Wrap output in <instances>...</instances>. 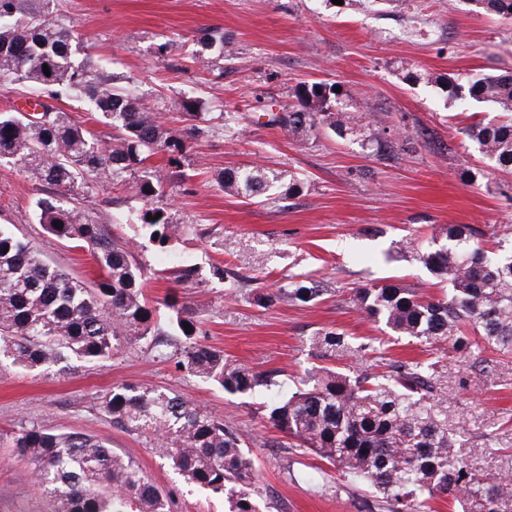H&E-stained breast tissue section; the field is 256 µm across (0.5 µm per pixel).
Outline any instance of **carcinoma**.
I'll return each instance as SVG.
<instances>
[{
    "mask_svg": "<svg viewBox=\"0 0 512 512\" xmlns=\"http://www.w3.org/2000/svg\"><path fill=\"white\" fill-rule=\"evenodd\" d=\"M32 0H0V76L18 82L77 93L86 110L117 130L106 142L55 107L50 112H0V161L19 164L27 178L44 188L35 217L44 231L70 248L84 249L106 276L94 288L56 270L41 252L0 226V362L45 371L70 359L96 362L123 348L145 344L161 361L177 358L188 375L229 394L250 395L276 385L270 374L233 365L224 353L200 340L193 313L168 296L171 311L160 330L156 308L143 289L144 267L131 242L108 236L104 225L81 212L77 197L96 182L127 183L142 202L140 227L162 251L175 252L185 225L172 221L163 202L166 182L182 176L184 136L163 127L142 100L112 75L86 60L75 61L80 41L65 24L41 15ZM512 19V0H470ZM49 73H44L43 67ZM336 83H302L288 113V129L304 135L324 126L356 135L358 117L338 107ZM487 103L498 119L467 127L465 135L489 166L512 172V72L488 74L463 86L448 79V99ZM189 136L216 133L197 111L198 101H182ZM169 154L166 174L149 167L151 156ZM231 193L255 198L276 191H300L259 167L225 171L218 179ZM161 217H156V214ZM153 219H147V216ZM62 227H54V222ZM484 233L469 224L441 227L432 244L414 250L440 283L442 299L400 282L357 288L351 302L365 317L395 336L448 344L469 354L483 347L512 355V254L490 258ZM324 292L306 278L271 294H257L261 305L307 304ZM190 324L186 333L183 323ZM310 345L324 358L357 359L372 347L340 330H321ZM436 361H393L389 370H347L312 365L300 386L277 397L265 416L285 432L291 446L315 453L327 465L372 488L381 512H426L430 502L448 498L455 512H512V471L489 476L461 451V436L432 412L447 401L435 384ZM112 423L152 436L153 448L190 484L232 500L231 512H257L245 488L255 482V464L245 441L206 406L166 389L142 385L112 387L95 397ZM12 447L35 466L36 477L55 502L53 512H171L170 499L152 484L135 461L104 442L77 432L56 433L21 425Z\"/></svg>",
    "mask_w": 512,
    "mask_h": 512,
    "instance_id": "1",
    "label": "carcinoma"
}]
</instances>
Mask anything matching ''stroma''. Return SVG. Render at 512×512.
I'll use <instances>...</instances> for the list:
<instances>
[{"label":"stroma","mask_w":512,"mask_h":512,"mask_svg":"<svg viewBox=\"0 0 512 512\" xmlns=\"http://www.w3.org/2000/svg\"><path fill=\"white\" fill-rule=\"evenodd\" d=\"M48 17L73 26L94 67L123 78L166 128L181 130V102L193 97L206 112L229 118L224 132L190 139L185 182L168 185L174 222L187 225L178 262L197 266L196 283L159 279L167 254L137 228L140 203L123 184H101L80 197L85 214L103 218L110 235L135 242L145 262V292L175 294L191 309L207 344L257 372L276 375L279 391L295 390L315 363L310 336L339 328L370 338L374 349L357 363L438 361L437 384L447 404L434 409L483 472L512 470V358L490 370L448 347L392 336L349 302L353 289L401 279L443 297L410 248L446 224H470L489 247H512V173L489 167L463 135L472 115L493 111L472 100H448L447 78L459 83L512 71V19L467 0H34ZM223 37L224 55L198 60L201 39ZM338 83L348 111L381 145L323 129L299 137L267 113L290 112L303 82ZM260 167L297 178L299 194L255 202L217 184L224 169ZM472 169L475 180L464 172ZM42 188L22 170L0 163V224H12L60 269L88 286L103 273L86 252L43 232L34 215ZM235 279L212 276L213 266ZM307 276L326 292L306 305L261 307L253 287L277 291ZM150 384L205 403L242 435L254 459L258 512H369L361 485L328 473L316 456L290 448L262 420L261 396H233L160 361L148 346L112 358L70 360L65 371L0 367V512H52L33 466L9 446L19 424L105 439L131 457L173 499V512H228L223 497L186 483L148 437L114 425L94 407L97 392L120 384ZM493 437L495 448L483 444Z\"/></svg>","instance_id":"1"}]
</instances>
